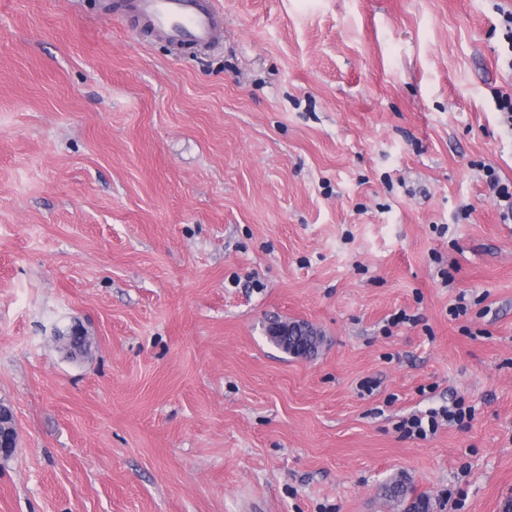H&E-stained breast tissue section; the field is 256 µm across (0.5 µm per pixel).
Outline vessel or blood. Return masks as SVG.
Masks as SVG:
<instances>
[{
	"label": "vessel or blood",
	"instance_id": "obj_1",
	"mask_svg": "<svg viewBox=\"0 0 512 512\" xmlns=\"http://www.w3.org/2000/svg\"><path fill=\"white\" fill-rule=\"evenodd\" d=\"M123 11L177 47L215 46L223 28L217 0H125Z\"/></svg>",
	"mask_w": 512,
	"mask_h": 512
}]
</instances>
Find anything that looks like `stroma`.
<instances>
[{"instance_id": "obj_1", "label": "stroma", "mask_w": 512, "mask_h": 512, "mask_svg": "<svg viewBox=\"0 0 512 512\" xmlns=\"http://www.w3.org/2000/svg\"><path fill=\"white\" fill-rule=\"evenodd\" d=\"M219 2L0 0V512H507L512 0ZM123 12L177 47H212L224 14L217 0H124ZM487 184L499 202L501 219L512 220V184L502 183L494 168L487 170ZM268 336L284 339L285 348H288V336H296L294 342H299L302 352L295 348L288 349L289 353L296 356H306L315 351L316 343L313 336L316 337L317 345L320 343L317 331L309 324L303 322H279L273 324L268 330ZM17 447V431L12 410L0 405V453L8 455ZM466 416L465 410L458 404L444 406L439 410L429 411L423 416L414 415L401 425L403 433L409 437L417 436L426 438L428 433H434L444 420L448 423L461 422ZM384 494L403 506L404 512H430L429 500L423 495L414 496L405 481L398 480L384 487ZM424 508V511L416 509Z\"/></svg>"}]
</instances>
